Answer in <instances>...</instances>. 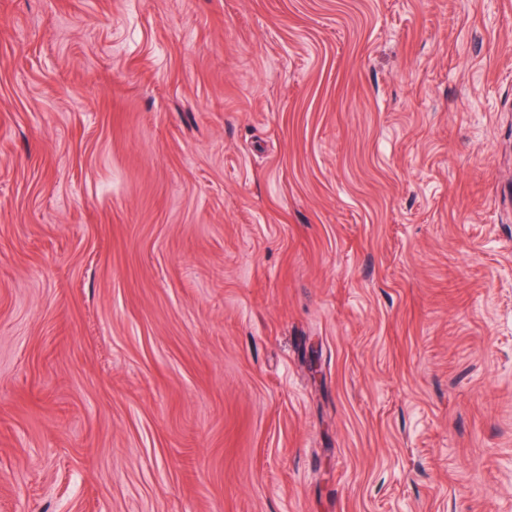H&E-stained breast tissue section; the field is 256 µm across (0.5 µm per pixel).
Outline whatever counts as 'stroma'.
Masks as SVG:
<instances>
[{"instance_id":"35a3bbf8","label":"stroma","mask_w":512,"mask_h":512,"mask_svg":"<svg viewBox=\"0 0 512 512\" xmlns=\"http://www.w3.org/2000/svg\"><path fill=\"white\" fill-rule=\"evenodd\" d=\"M0 512H512V0H0Z\"/></svg>"}]
</instances>
